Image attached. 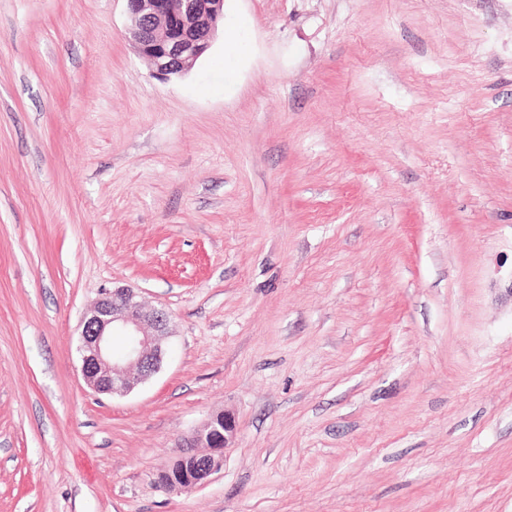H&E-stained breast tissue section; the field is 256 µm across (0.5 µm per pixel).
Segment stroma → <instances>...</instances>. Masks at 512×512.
<instances>
[{
	"label": "stroma",
	"mask_w": 512,
	"mask_h": 512,
	"mask_svg": "<svg viewBox=\"0 0 512 512\" xmlns=\"http://www.w3.org/2000/svg\"><path fill=\"white\" fill-rule=\"evenodd\" d=\"M127 26L0 0V512H512V0H224L230 77ZM115 286L173 332L123 397L75 349ZM235 433V419L221 413L212 416L184 439L182 448L185 449L180 457L194 461V467L181 477L188 488H196L221 466L223 452L233 441ZM199 448H206V452H200Z\"/></svg>",
	"instance_id": "obj_1"
}]
</instances>
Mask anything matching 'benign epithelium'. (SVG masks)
Here are the masks:
<instances>
[{
  "label": "benign epithelium",
  "mask_w": 512,
  "mask_h": 512,
  "mask_svg": "<svg viewBox=\"0 0 512 512\" xmlns=\"http://www.w3.org/2000/svg\"><path fill=\"white\" fill-rule=\"evenodd\" d=\"M127 35L155 75L170 78L189 72L209 49L224 0H125ZM76 340L80 372L86 385L102 395H124L159 371L170 319L163 309L146 310L131 288L105 290L81 320ZM120 332L129 341L116 359L110 340ZM236 433L235 419L225 413L211 417L184 439L181 457L194 461L182 480L194 489L223 461Z\"/></svg>",
  "instance_id": "7a95c632"
}]
</instances>
